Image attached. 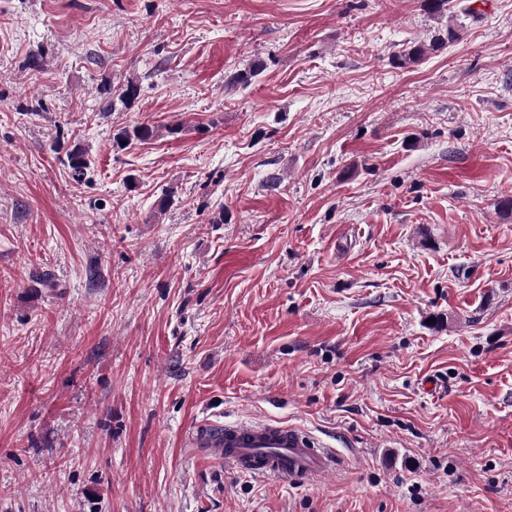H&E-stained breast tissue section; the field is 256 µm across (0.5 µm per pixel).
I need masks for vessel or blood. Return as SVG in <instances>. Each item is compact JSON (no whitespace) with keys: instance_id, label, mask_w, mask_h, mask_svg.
<instances>
[{"instance_id":"vessel-or-blood-1","label":"vessel or blood","mask_w":512,"mask_h":512,"mask_svg":"<svg viewBox=\"0 0 512 512\" xmlns=\"http://www.w3.org/2000/svg\"><path fill=\"white\" fill-rule=\"evenodd\" d=\"M195 444L240 472L297 482L331 472L338 460L334 449L304 429L270 420L215 425L198 436Z\"/></svg>"}]
</instances>
